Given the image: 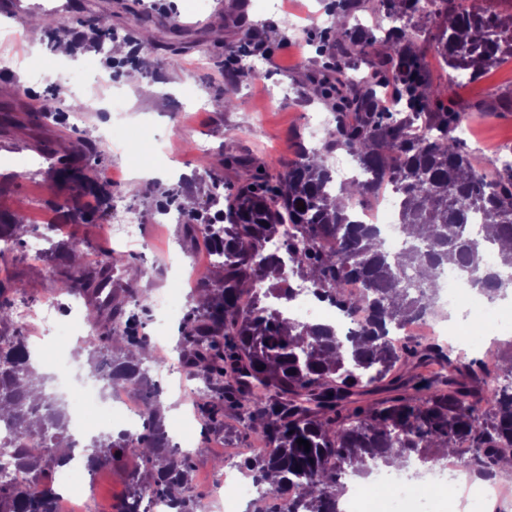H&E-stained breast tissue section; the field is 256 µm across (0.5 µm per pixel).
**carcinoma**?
Instances as JSON below:
<instances>
[{"label":"carcinoma","mask_w":512,"mask_h":512,"mask_svg":"<svg viewBox=\"0 0 512 512\" xmlns=\"http://www.w3.org/2000/svg\"><path fill=\"white\" fill-rule=\"evenodd\" d=\"M332 10L352 17L368 12L378 23L356 24L327 40L334 65L308 78L316 96L334 98L326 154L301 144L291 164L226 160L224 169L244 179L224 194V223L211 224L199 213L186 221L189 241L203 239L221 272L198 283L204 302L182 324L186 356L224 402L242 411L262 444L239 468L264 486L255 512H336V488L347 470L364 475L375 461L399 468L418 461L435 469L459 440L470 443L467 466L481 474H498L500 462L512 458V354L496 364L507 383L491 388L484 361L455 356L436 341L395 347L387 335L391 324L435 313L448 266L458 267L467 286L491 302L512 291V253L495 252L493 266L485 261L496 244H512V163L494 178L475 167L466 143L450 134L472 105H444L445 89L422 64L432 48L444 66L476 80L512 59V15L473 11L467 0H333ZM383 20L401 26L386 29ZM371 55L377 61L365 76L349 74L355 57ZM389 84L398 91L391 109L378 95ZM337 150L353 156L368 178L332 189L326 155ZM386 186L397 195L404 234L394 256L373 225L353 222L350 213ZM476 215L481 230L474 236L468 224ZM287 225L299 230L302 244H288L285 263L263 254V246ZM81 253L75 242L56 250L70 268L61 282L66 294L101 288L109 276L112 286L132 290L142 275L115 250L104 255L103 274L85 275ZM293 277L346 313L363 310L364 323L341 340L327 327L285 318L268 298H293ZM352 281L362 287L357 297L347 291ZM257 287L263 292L243 301ZM8 291L24 295L16 283L0 282V423L48 441L46 456L12 449L17 466L38 475L66 463L61 449L72 447L69 414L56 396L30 390L35 370L26 337L17 324L4 329L13 308ZM97 312L111 323V345L85 346L91 372L106 389L121 383L138 393L145 413L134 438L120 431L93 439L87 466L95 471L119 454L140 459L146 479L133 477L112 512H139L145 497L168 501L174 512H194L185 495L190 457L171 445L161 391L133 360V351L149 349L148 339L123 324V303L100 305ZM430 364L441 367L433 378L407 374ZM379 392L386 397L364 399ZM53 503L49 485L0 479V512H55Z\"/></svg>","instance_id":"cac0c4a2"}]
</instances>
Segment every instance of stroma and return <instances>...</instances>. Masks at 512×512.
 Returning <instances> with one entry per match:
<instances>
[{
	"instance_id": "obj_1",
	"label": "stroma",
	"mask_w": 512,
	"mask_h": 512,
	"mask_svg": "<svg viewBox=\"0 0 512 512\" xmlns=\"http://www.w3.org/2000/svg\"><path fill=\"white\" fill-rule=\"evenodd\" d=\"M238 0H176V12L146 13L142 0H111L102 9L100 0H69L59 6L56 17L69 32V60L56 64L55 71L41 72V58L53 57L57 41L34 18L38 5L14 14L0 10V216L23 215L25 224H58L63 236L83 244V272L100 270L105 251L116 248L111 220L77 213V206L90 197L74 184H54V171L46 157L82 156L93 166L101 190L108 192L102 207L113 198L124 199L141 217V240L126 247L131 263L145 274L137 288L145 296L157 291L169 293L174 313L158 318L151 305L136 310L134 329L143 336L158 338L173 362H181L179 327L195 297L193 287L202 278L220 275L203 244L183 245L184 228L165 224L161 212L169 207L193 205L198 211L210 207L208 190L198 169L200 159L209 167L221 166L225 157L241 156L255 161L278 157L296 160V146L307 137L312 113L328 112L327 103L316 97L308 83L309 74L328 64L317 50L319 28L313 17L329 15L331 0H305L306 16L296 17L275 9V0H247L249 25L236 21ZM221 25H213V16ZM104 17L111 25L121 53L99 47L81 36L89 18ZM261 32L272 52L271 58L253 55L256 69L248 79L234 86L235 108L219 112L212 104L223 98L224 69L228 60L224 47L243 43L248 29ZM41 55L33 57L31 46ZM154 65L145 70L143 57ZM177 66H169L170 58ZM426 66L435 83L448 89L450 98L481 104L471 113L467 143L475 150L474 163L493 173L499 155L512 154V109L494 111V104L512 101V61L508 60L478 80L452 82L435 52H428ZM71 76L73 87L58 92L59 76ZM161 85L163 91L152 99L141 98L131 78ZM58 94L55 116L45 122L34 120L40 99ZM90 124L111 125L123 133L140 131L144 150L126 154L101 139H90ZM157 171L154 179H136L138 166ZM28 233H19L12 254L0 260V280L21 281L33 302L60 298L56 270L48 262L32 259L24 243ZM161 389V411L168 431H176L180 418L191 423L193 444H207L209 451L193 456L190 496L204 498L219 458H246L258 446L250 436L239 411L225 406L219 423H210L200 405L212 391L201 380L181 383L157 379ZM138 468L135 457L113 461L92 476L91 512H109L122 497Z\"/></svg>"
}]
</instances>
